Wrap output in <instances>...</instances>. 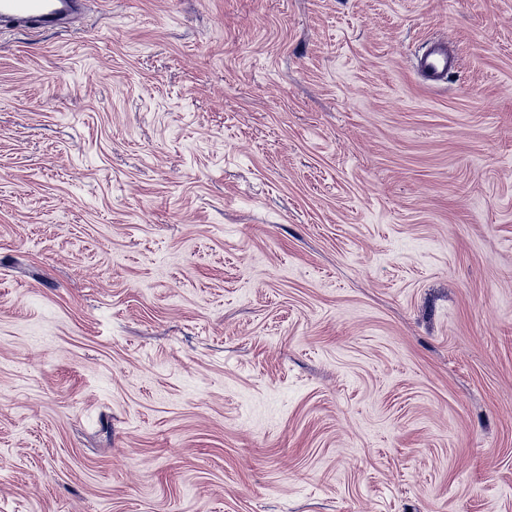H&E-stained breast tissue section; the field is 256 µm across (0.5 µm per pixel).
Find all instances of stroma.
<instances>
[{
	"label": "stroma",
	"instance_id": "1",
	"mask_svg": "<svg viewBox=\"0 0 512 512\" xmlns=\"http://www.w3.org/2000/svg\"><path fill=\"white\" fill-rule=\"evenodd\" d=\"M0 512H512V0L0 31ZM457 67L455 58L449 53L447 41H437L427 47L416 58L415 69L426 84L436 87L445 82L448 73Z\"/></svg>",
	"mask_w": 512,
	"mask_h": 512
}]
</instances>
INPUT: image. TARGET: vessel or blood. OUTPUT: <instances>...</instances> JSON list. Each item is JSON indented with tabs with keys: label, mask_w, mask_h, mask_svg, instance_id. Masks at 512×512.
<instances>
[{
	"label": "vessel or blood",
	"mask_w": 512,
	"mask_h": 512,
	"mask_svg": "<svg viewBox=\"0 0 512 512\" xmlns=\"http://www.w3.org/2000/svg\"><path fill=\"white\" fill-rule=\"evenodd\" d=\"M81 0H0V26L21 29L54 30L66 17L77 15ZM457 62L446 41L427 47L416 58L415 69L426 84L435 87L445 82Z\"/></svg>",
	"instance_id": "obj_1"
}]
</instances>
